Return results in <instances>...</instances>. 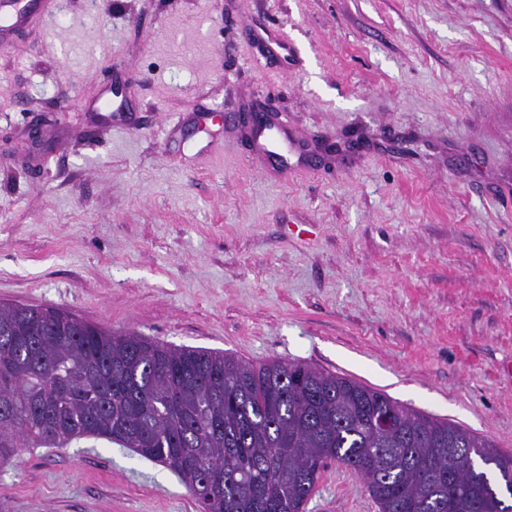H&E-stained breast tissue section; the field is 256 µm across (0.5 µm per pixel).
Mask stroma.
<instances>
[{"label":"stroma","instance_id":"35a3bbf8","mask_svg":"<svg viewBox=\"0 0 512 512\" xmlns=\"http://www.w3.org/2000/svg\"><path fill=\"white\" fill-rule=\"evenodd\" d=\"M46 0L0 49V304L301 362L512 453V0ZM278 26L296 67L257 63ZM126 100L116 130L94 106ZM308 144L277 177L241 115ZM6 512H200L104 439L24 448ZM305 512H378L328 463Z\"/></svg>","mask_w":512,"mask_h":512}]
</instances>
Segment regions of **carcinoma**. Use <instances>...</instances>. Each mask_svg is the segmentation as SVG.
Instances as JSON below:
<instances>
[{
  "instance_id": "1",
  "label": "carcinoma",
  "mask_w": 512,
  "mask_h": 512,
  "mask_svg": "<svg viewBox=\"0 0 512 512\" xmlns=\"http://www.w3.org/2000/svg\"><path fill=\"white\" fill-rule=\"evenodd\" d=\"M0 465L101 438L170 468L203 512H305L331 461L379 512H512V453L302 363L115 333L50 306H0ZM398 416L381 434L374 419Z\"/></svg>"
}]
</instances>
